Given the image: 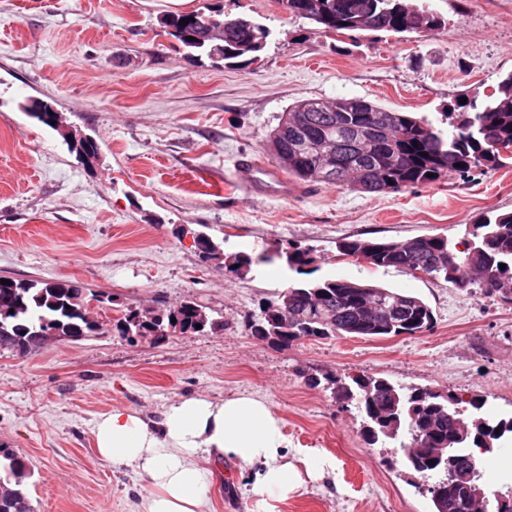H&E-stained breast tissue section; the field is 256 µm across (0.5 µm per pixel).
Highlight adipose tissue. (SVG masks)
Here are the masks:
<instances>
[{"mask_svg": "<svg viewBox=\"0 0 512 512\" xmlns=\"http://www.w3.org/2000/svg\"><path fill=\"white\" fill-rule=\"evenodd\" d=\"M98 455L115 465L138 469L151 490L141 496V512H204L209 473L201 459L234 455L255 467L252 492L287 499L304 478L322 476L321 462L298 469L286 460L283 422L264 399L240 394L222 401L197 396L166 408L149 421L136 411L115 408L96 421Z\"/></svg>", "mask_w": 512, "mask_h": 512, "instance_id": "obj_1", "label": "adipose tissue"}]
</instances>
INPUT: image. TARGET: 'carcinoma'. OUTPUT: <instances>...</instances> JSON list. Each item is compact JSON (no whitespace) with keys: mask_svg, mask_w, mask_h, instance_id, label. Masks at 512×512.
I'll list each match as a JSON object with an SVG mask.
<instances>
[{"mask_svg":"<svg viewBox=\"0 0 512 512\" xmlns=\"http://www.w3.org/2000/svg\"><path fill=\"white\" fill-rule=\"evenodd\" d=\"M289 13L306 19L325 35L359 31L363 14L372 16L375 31L420 33L411 0H283ZM187 24H179L181 20ZM168 34L186 50L188 58H220L236 64L256 58L271 30L245 16L218 18L207 8L164 19ZM444 113L448 130L436 128L410 112H381V105L360 97H338L296 102L285 112L270 135L268 150L288 174L306 183L351 187L363 193H396L429 186L452 178H467L483 168L512 161V73L499 79L481 102L477 97L449 103ZM71 150L89 161L99 146L91 137H70ZM473 239L463 251L444 236H420L408 241L344 239L341 256L365 258L373 267H395L440 283L475 285L488 295L512 303V212L488 216L474 226ZM205 259L224 257V266L237 274L247 272L253 258L245 253L224 255L221 244L197 234ZM285 260L297 272L313 262L308 249L265 251L260 263ZM505 268H500V264ZM237 268H232V265ZM0 283V336H38L56 332L78 342L102 334L107 323L93 315L84 289L65 280L41 281L9 278ZM14 313H9V310ZM176 322H171V319ZM201 328H196V325ZM434 324L431 308L421 298L398 289L347 280L295 282L276 298L266 301L249 325L251 336L278 346L306 338L353 336L381 338L414 335ZM112 329L121 336L168 335L169 331L195 334L224 330V322L211 318L192 300L155 311L128 310ZM340 400L358 409L362 435L370 445L397 444L400 448H446L471 481H462L451 495H430L432 512H475L469 483L483 485L474 449L484 452L512 437V417L490 420L468 412L481 403L444 395L427 387L396 385L384 378L356 375L341 383ZM7 463L0 487V512H33L22 489L28 472L25 460L0 454ZM424 477L441 474L425 456L406 460ZM492 512H512V487L487 492Z\"/></svg>","mask_w":512,"mask_h":512,"instance_id":"cac0c4a2","label":"carcinoma"}]
</instances>
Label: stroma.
<instances>
[{
    "label": "stroma",
    "instance_id": "1",
    "mask_svg": "<svg viewBox=\"0 0 512 512\" xmlns=\"http://www.w3.org/2000/svg\"><path fill=\"white\" fill-rule=\"evenodd\" d=\"M444 21L420 34L324 36L281 0H186L267 26L256 59H186L161 24L170 0H0V276L69 280L117 311L184 300L223 318L220 332L159 340L115 331L54 340L21 356L0 349V449L25 459L34 512H135L147 482L96 453L95 420L115 408L159 419L193 395L251 394L284 422L290 455L326 464L291 497L250 493L252 468L225 456L208 512H431L422 477L391 445H368L335 380L383 377L484 400L512 417V303L401 269L339 257L338 241L443 235L469 239L487 212L512 211V168L397 193L289 179L247 190L237 162L276 169L267 144L288 107L362 97L445 124L463 92L489 93L512 71V0H415ZM51 105L63 130L96 139L83 161L25 110ZM203 232L225 254L278 244L310 250L309 279L405 290L431 308V330L377 339L251 336L260 306L297 280L285 261L244 274L206 260Z\"/></svg>",
    "mask_w": 512,
    "mask_h": 512
}]
</instances>
